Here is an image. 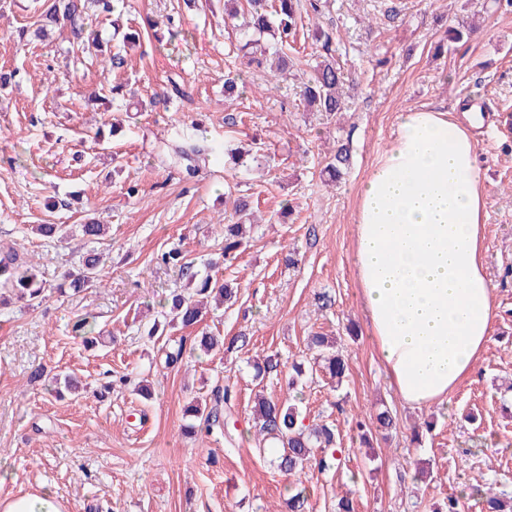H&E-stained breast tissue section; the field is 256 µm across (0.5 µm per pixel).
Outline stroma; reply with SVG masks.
<instances>
[{
  "mask_svg": "<svg viewBox=\"0 0 512 512\" xmlns=\"http://www.w3.org/2000/svg\"><path fill=\"white\" fill-rule=\"evenodd\" d=\"M393 2L402 11L395 24L386 18ZM491 2L328 0L322 13H302L294 65L270 91L266 70L246 69L234 54L239 31L224 17V0L190 9L183 0H125L118 19L93 18L103 52L123 47L121 32L140 34L110 78L131 83V95L116 101L93 97L99 56L68 53L59 30L42 42L18 39L38 18L35 0H0V69L16 74L0 89V252L39 263L47 288L38 306L0 307V497L47 488L65 512H283L287 480L258 450L251 407L256 393L287 392L257 381L249 361L273 352L299 358L317 332L347 352L348 372L339 389L316 382L303 390L310 417L335 416L343 448L339 468L305 476L310 512H336L346 493L355 512H435L476 485L512 497V137L477 147L496 317L486 352L447 404L400 402L367 328L354 267L359 189L399 113L427 106L464 123L469 115L458 105L477 95L512 107V11ZM462 20L477 32L438 49ZM319 28L332 33L334 57L352 76L337 116L307 110L300 96L324 54ZM233 76L245 90L228 101L224 80ZM172 78L189 86L191 101L149 106ZM164 143L197 145L210 160L185 180L158 161ZM341 143L352 148L351 164L332 182L320 171ZM247 144L265 156L264 172L230 160L227 146ZM237 196L258 222L245 250L228 259L222 222L234 220ZM91 219L108 226L95 244L105 284L57 293L63 273L79 265L78 233ZM35 224L63 225L65 235L37 236ZM172 247L238 283L236 303L207 309L200 328L244 335L242 350L165 368L163 350L184 328L146 332L159 300L188 286L157 260ZM289 249L298 267L281 260ZM320 292L334 298L331 310L318 311ZM88 314L98 331L92 347L72 333ZM35 369L45 379L76 375L84 388L55 397L43 381L28 382ZM227 384L238 394L233 437L186 433L185 405ZM142 385L151 398L140 395ZM339 402L371 415L389 409L396 427L360 446ZM426 421L432 430L413 442L414 426Z\"/></svg>",
  "mask_w": 512,
  "mask_h": 512,
  "instance_id": "35a3bbf8",
  "label": "stroma"
}]
</instances>
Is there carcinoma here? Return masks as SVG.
<instances>
[{
	"label": "carcinoma",
	"mask_w": 512,
	"mask_h": 512,
	"mask_svg": "<svg viewBox=\"0 0 512 512\" xmlns=\"http://www.w3.org/2000/svg\"><path fill=\"white\" fill-rule=\"evenodd\" d=\"M117 0H49L41 14L33 38L47 36L48 28L62 25L69 29L74 52H86L100 47L98 35L89 25L90 12L110 14L116 9ZM249 18L241 24L244 44L243 59L246 67H260L266 56L277 58L276 68L270 70L273 77H281L288 70V46L297 29L298 0H250ZM321 34V31H316ZM323 35V34H321ZM322 49L325 57L315 69L314 75L304 84L302 98L306 105L318 112L335 115L344 109V101L339 87L345 80L344 71L336 66L332 56V36L323 35ZM171 165L181 167L186 177L192 178L199 171L200 164L208 161V154L182 146L166 147L161 151ZM350 163V150L345 144L337 147L335 154L327 162L325 171L340 175ZM252 225L240 221L224 225V257H229L246 246ZM160 262L172 266L195 284L191 293L171 292L164 298L163 305L168 307L173 319L184 327L193 326L201 321L200 299L213 297L214 301L234 305L237 300L238 286L212 276L209 272L194 269L193 262L186 259L178 248H171L160 255ZM101 266L98 254L89 250L82 256L78 274L68 276L69 285L78 292L89 282L101 284ZM44 276L39 266L18 263L17 254L9 252L0 257V305L7 304L6 294L10 293L19 300L33 306L43 299ZM246 343V337L234 336L225 340L206 333L193 338V347L209 353L225 346ZM334 341L317 333L307 337V346L317 351L311 361L294 360L292 372L280 369L278 355L269 354L256 361L253 368L256 376L271 373L281 374L287 390H295L305 378L313 377L320 371L332 388L342 385L348 368L344 354L333 350ZM237 393L230 386H224V392L216 393L214 404H191L185 409L186 416L205 426L211 432L215 429L230 433L232 408ZM252 417L258 426L259 435L265 447L261 451L271 455L273 465L290 479L288 497L285 499L287 512H308V494L306 487L299 482L300 475L307 469L319 472L339 467L337 457L336 425L328 420H312L297 403L282 401L273 397L259 396L252 406ZM468 497L481 503L483 512H512V499L504 500L492 490L482 491L479 487L470 489Z\"/></svg>",
	"instance_id": "1"
}]
</instances>
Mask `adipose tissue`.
Wrapping results in <instances>:
<instances>
[{
    "label": "adipose tissue",
    "mask_w": 512,
    "mask_h": 512,
    "mask_svg": "<svg viewBox=\"0 0 512 512\" xmlns=\"http://www.w3.org/2000/svg\"><path fill=\"white\" fill-rule=\"evenodd\" d=\"M486 216L473 132L434 109L402 113L359 192L355 268L379 358L408 406L447 403L490 341Z\"/></svg>",
    "instance_id": "adipose-tissue-1"
}]
</instances>
